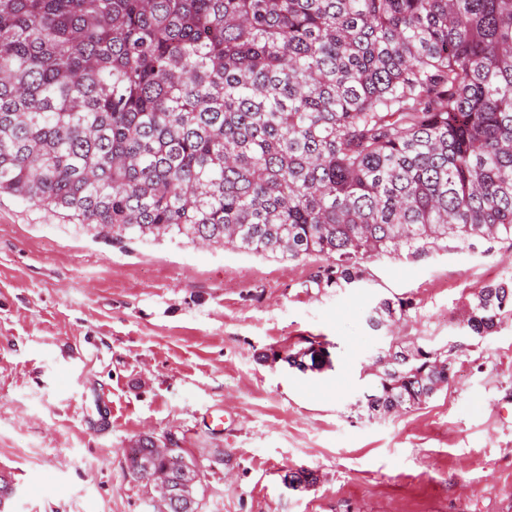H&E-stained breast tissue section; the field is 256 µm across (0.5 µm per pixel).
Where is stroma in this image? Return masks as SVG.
<instances>
[{
	"instance_id": "stroma-1",
	"label": "stroma",
	"mask_w": 512,
	"mask_h": 512,
	"mask_svg": "<svg viewBox=\"0 0 512 512\" xmlns=\"http://www.w3.org/2000/svg\"><path fill=\"white\" fill-rule=\"evenodd\" d=\"M322 264L111 242L0 194V464L18 473L15 512H156L126 459L145 437L194 459L197 512H512V314L480 337L463 308L512 275V240L374 257L346 288L318 287ZM394 297L412 309L372 326ZM395 336L454 346L453 377L420 408L372 417L360 399ZM309 341L323 369L288 367ZM299 470L313 484L288 489Z\"/></svg>"
}]
</instances>
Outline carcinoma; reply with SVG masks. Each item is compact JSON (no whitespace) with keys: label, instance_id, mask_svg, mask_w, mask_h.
I'll list each match as a JSON object with an SVG mask.
<instances>
[{"label":"carcinoma","instance_id":"1","mask_svg":"<svg viewBox=\"0 0 512 512\" xmlns=\"http://www.w3.org/2000/svg\"><path fill=\"white\" fill-rule=\"evenodd\" d=\"M105 240L170 236L326 261L512 240V0H0V193ZM410 300L383 299L384 318ZM488 335L512 280L464 303ZM394 340L371 416L449 385ZM320 370L310 344L284 357ZM130 449L167 473L193 459Z\"/></svg>","mask_w":512,"mask_h":512}]
</instances>
